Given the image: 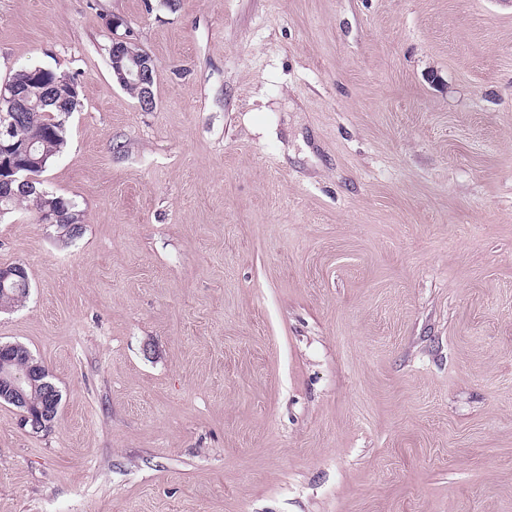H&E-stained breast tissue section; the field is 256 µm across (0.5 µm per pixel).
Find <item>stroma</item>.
I'll return each instance as SVG.
<instances>
[{
  "instance_id": "35a3bbf8",
  "label": "stroma",
  "mask_w": 512,
  "mask_h": 512,
  "mask_svg": "<svg viewBox=\"0 0 512 512\" xmlns=\"http://www.w3.org/2000/svg\"><path fill=\"white\" fill-rule=\"evenodd\" d=\"M154 63L112 78V20ZM75 76L0 266V512H512V6L0 0V83ZM63 198V197H62ZM59 198V200L55 203V205L51 209H44V208H37L33 207L32 210L36 213L38 221L42 224H58L59 227L64 228V232H68V227H66L67 224L72 223H65L64 217L66 216V202L67 207L71 214L73 216L78 217V220L75 221L76 228L74 229L73 233L70 237H74L79 232V224H82V213L81 210L77 209L76 204L69 199L65 198ZM66 200V201H65ZM25 267H23L22 265L20 264H11V265H7V266H1L0 267V285L2 286V288H5V284L6 282H8L9 280H11V285L14 286V287H24L26 286V278L24 277H20L19 280H14L12 279L13 277H18L19 274L21 275H24L25 276V271L26 269L24 270ZM26 277L28 279V274H27V271H26ZM2 288H0V309L1 307L3 308H8V307H13L15 306L16 304H18L21 299L26 296L25 294L23 293H17L15 297H10V296H6V295H3L2 293ZM18 347V344L0 343V402L6 401L17 408L23 428L29 427L32 433L47 431L57 421L60 392L49 379V371L39 360L27 355L26 361L27 348L24 346L19 347L24 355L18 354L16 358L19 365L25 364L21 368L14 367L12 352ZM27 386L32 392L39 389L42 393L39 403L41 407L36 417L31 413L33 405Z\"/></svg>"
}]
</instances>
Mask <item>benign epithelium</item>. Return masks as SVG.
Wrapping results in <instances>:
<instances>
[{
  "label": "benign epithelium",
  "instance_id": "7a95c632",
  "mask_svg": "<svg viewBox=\"0 0 512 512\" xmlns=\"http://www.w3.org/2000/svg\"><path fill=\"white\" fill-rule=\"evenodd\" d=\"M128 36L112 38V77L124 86L137 80L140 86V103L154 102L153 85L150 79L153 60L147 53L137 57L129 48ZM30 93L28 89L14 83L5 82L0 86V191L4 182H16L26 194H35L36 199H43L46 192L40 191L35 184L41 182L38 173L45 168L46 157H34L31 149L19 150L13 142L15 127L14 115L29 108ZM38 221L42 224H56L66 227V201L58 200L50 209L33 208ZM24 267L20 264L0 267V285L11 282L14 287L26 286ZM16 344L0 343V401H6L17 408L20 425L31 432H43L50 429L57 421L61 395L56 385L51 382L47 368L36 358L29 355L25 364L14 366L12 352ZM41 391L45 403L41 404L39 414L31 413L32 400L29 391Z\"/></svg>",
  "mask_w": 512,
  "mask_h": 512
}]
</instances>
